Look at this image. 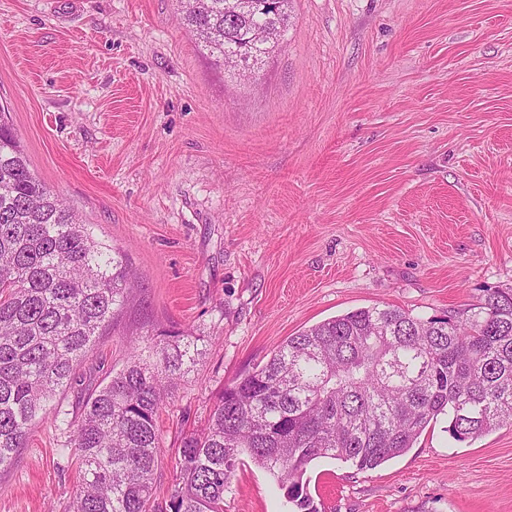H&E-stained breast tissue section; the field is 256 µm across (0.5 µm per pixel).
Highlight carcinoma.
<instances>
[{
  "label": "carcinoma",
  "mask_w": 512,
  "mask_h": 512,
  "mask_svg": "<svg viewBox=\"0 0 512 512\" xmlns=\"http://www.w3.org/2000/svg\"><path fill=\"white\" fill-rule=\"evenodd\" d=\"M180 2L182 24L201 46L239 57L244 70L279 47L253 30L273 32L290 18L291 0H255L232 20L224 0ZM134 289L126 254L93 237L1 122L0 468ZM159 335L146 349L133 341L126 365L77 423L66 422L77 451L73 512H224L245 455L277 480L292 512H322L303 481L317 459L374 469L413 447L441 414L458 442L512 425V291L488 289L462 316L361 308L289 337L225 387L205 432L181 439L179 476L161 503L156 416L205 349L188 334Z\"/></svg>",
  "instance_id": "cac0c4a2"
}]
</instances>
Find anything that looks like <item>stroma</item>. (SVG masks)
Instances as JSON below:
<instances>
[{"label": "stroma", "instance_id": "1", "mask_svg": "<svg viewBox=\"0 0 512 512\" xmlns=\"http://www.w3.org/2000/svg\"><path fill=\"white\" fill-rule=\"evenodd\" d=\"M178 0H0V105L31 170L140 288L62 392L79 415L131 340L204 358L158 418L155 494L182 435L288 337L350 311L466 313L512 289V0H293L280 47L225 71ZM439 416L360 471L320 459L325 512H512V426L457 442ZM54 408L0 470V512H72ZM224 512H288L239 466Z\"/></svg>", "mask_w": 512, "mask_h": 512}]
</instances>
